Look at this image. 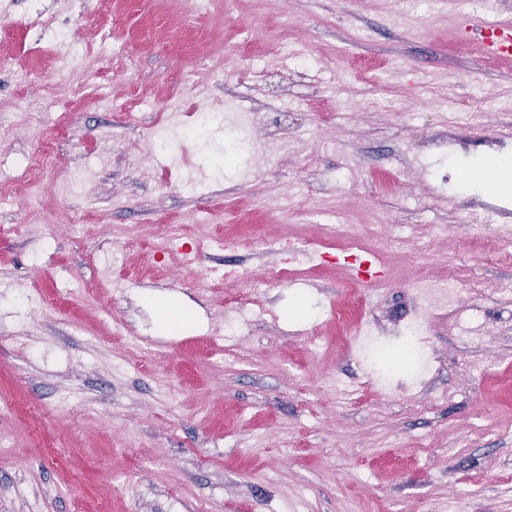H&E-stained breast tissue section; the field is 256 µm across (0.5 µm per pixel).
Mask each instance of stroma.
<instances>
[{
    "mask_svg": "<svg viewBox=\"0 0 512 512\" xmlns=\"http://www.w3.org/2000/svg\"><path fill=\"white\" fill-rule=\"evenodd\" d=\"M42 11L50 29L30 25ZM488 14L512 18V0H11L0 171L45 147L57 167L38 210L0 207V512H512V302L473 298L512 282L495 256L512 193L460 179L512 159V58L462 29ZM246 93L279 115L250 130L265 153L220 132L185 147L183 112ZM339 218L395 237L376 281L340 257L256 285L277 257L250 248L255 225L281 240ZM169 224L200 267L154 259ZM427 275L455 284L464 328L431 315L429 385L384 389L355 329L370 310L403 323ZM158 300L189 312L185 332ZM256 305L263 320L225 335Z\"/></svg>",
    "mask_w": 512,
    "mask_h": 512,
    "instance_id": "stroma-1",
    "label": "stroma"
}]
</instances>
